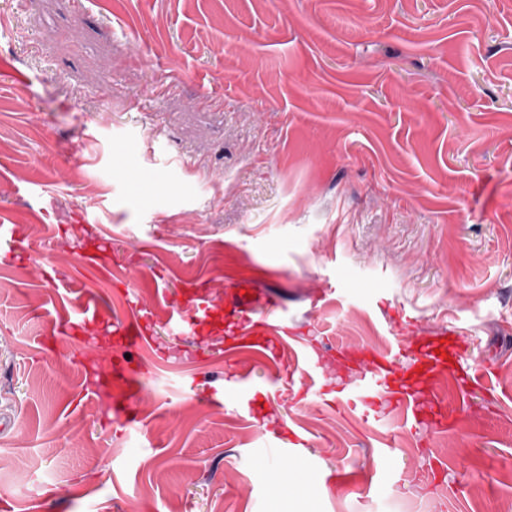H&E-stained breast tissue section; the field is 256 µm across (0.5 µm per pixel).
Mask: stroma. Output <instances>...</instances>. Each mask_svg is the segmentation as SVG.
I'll return each mask as SVG.
<instances>
[{
	"mask_svg": "<svg viewBox=\"0 0 512 512\" xmlns=\"http://www.w3.org/2000/svg\"><path fill=\"white\" fill-rule=\"evenodd\" d=\"M242 277L278 359L168 324ZM82 295L144 343L80 329ZM400 315L458 353L455 427L348 405L342 354L411 347ZM124 354L130 426L87 379ZM0 416V512H500L512 0H0ZM113 335L116 340L127 348H133L143 339V326L138 319H130L114 326Z\"/></svg>",
	"mask_w": 512,
	"mask_h": 512,
	"instance_id": "1",
	"label": "stroma"
}]
</instances>
